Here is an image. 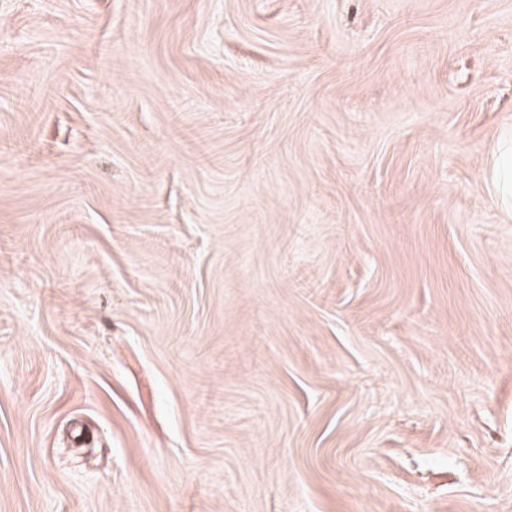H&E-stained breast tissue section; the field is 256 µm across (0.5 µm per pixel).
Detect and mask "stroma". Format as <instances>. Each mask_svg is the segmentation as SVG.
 I'll return each instance as SVG.
<instances>
[{"mask_svg": "<svg viewBox=\"0 0 512 512\" xmlns=\"http://www.w3.org/2000/svg\"><path fill=\"white\" fill-rule=\"evenodd\" d=\"M512 0H0V512H512Z\"/></svg>", "mask_w": 512, "mask_h": 512, "instance_id": "35a3bbf8", "label": "stroma"}]
</instances>
